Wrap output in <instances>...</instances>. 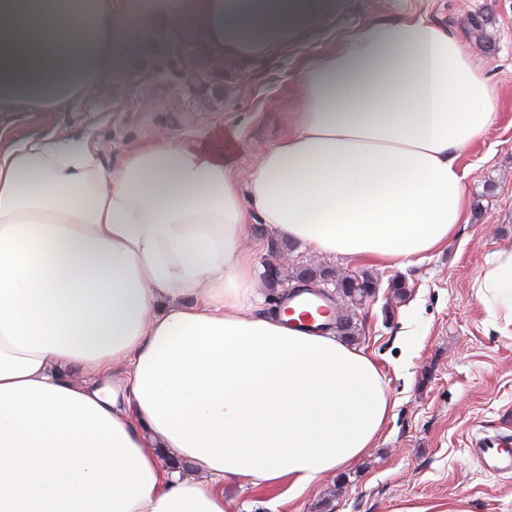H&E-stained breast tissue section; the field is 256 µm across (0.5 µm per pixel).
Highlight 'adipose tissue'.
Returning a JSON list of instances; mask_svg holds the SVG:
<instances>
[{
  "instance_id": "1",
  "label": "adipose tissue",
  "mask_w": 512,
  "mask_h": 512,
  "mask_svg": "<svg viewBox=\"0 0 512 512\" xmlns=\"http://www.w3.org/2000/svg\"><path fill=\"white\" fill-rule=\"evenodd\" d=\"M324 0H153L206 60H258ZM135 0H0V115L65 112L112 69ZM292 128L246 177L224 133L161 136L109 162L89 135L0 127V512H276L372 448L394 404L331 331L256 314L254 223L351 263L406 268L465 223L461 153L497 117L460 40L375 18L300 73ZM512 311V249L477 279ZM84 373L68 379L67 369ZM121 369V389L108 386ZM207 483L163 468L159 449ZM224 497L234 501L235 509L238 512H268L265 498L250 489L225 485Z\"/></svg>"
}]
</instances>
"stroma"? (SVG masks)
<instances>
[{"mask_svg":"<svg viewBox=\"0 0 512 512\" xmlns=\"http://www.w3.org/2000/svg\"><path fill=\"white\" fill-rule=\"evenodd\" d=\"M403 14L427 15L461 40L495 90L498 118L460 156L468 211L455 236L406 269L367 268L379 287L356 312L354 343L380 364L396 400L387 425L353 466L299 498H282L278 512H400L458 497L471 512H512V473L487 471L472 453L476 439L512 431V324L489 315L476 283L487 260L512 247V0H331L319 23L287 46L252 63H224V95L205 101L180 92L183 63L169 50L172 34L162 19L148 18L118 47L96 95L67 112L11 116L20 135L91 133L114 162L149 137L220 128L244 173L290 129L305 61L371 17ZM245 248L255 258L261 311L283 294L267 285L266 263H286L292 287L305 267L359 269L288 244L262 224ZM395 277L406 283L404 297L389 288ZM405 330L408 351L398 343Z\"/></svg>","mask_w":512,"mask_h":512,"instance_id":"35a3bbf8","label":"stroma"}]
</instances>
